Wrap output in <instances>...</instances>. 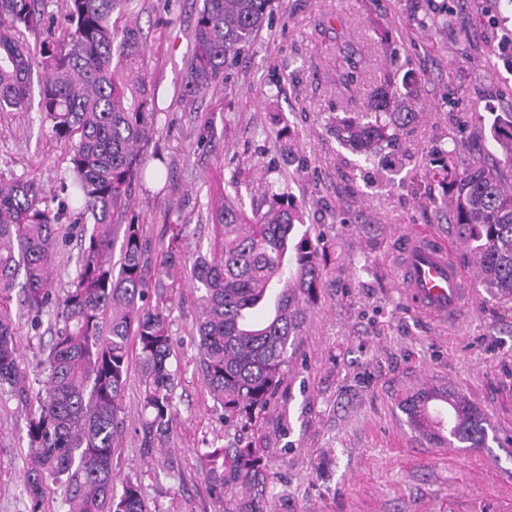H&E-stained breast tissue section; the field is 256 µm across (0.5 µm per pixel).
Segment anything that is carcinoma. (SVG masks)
<instances>
[{
	"label": "carcinoma",
	"mask_w": 512,
	"mask_h": 512,
	"mask_svg": "<svg viewBox=\"0 0 512 512\" xmlns=\"http://www.w3.org/2000/svg\"><path fill=\"white\" fill-rule=\"evenodd\" d=\"M134 0H66L64 22L44 0H0V112H26L38 86L42 122L69 158L72 203L84 220L76 274L58 296L51 274L62 225L45 193L21 178L0 179V394L27 412V448L34 467L24 478L30 512H45L48 485L68 512H150L140 482L115 484L121 454L122 399L132 361L141 373V448L170 433L180 363L169 334V308L148 303L182 279L186 260L177 237L151 259L143 225L120 224L131 183L147 173L144 149L154 133V94ZM272 0H202L184 56L189 97L207 92L253 43ZM125 18L121 25L112 17ZM388 83L368 112L342 124V140L370 156L399 139L409 113ZM500 155L484 145L468 162L457 144L438 148L446 160L449 222L476 266L478 283L512 301V112L497 114L489 132ZM207 222L215 229L210 257L192 277L203 290L196 322L198 359L224 424L265 411L284 379L288 347L301 335L328 274L302 205L269 187L246 213L221 187L210 193ZM123 232L119 255L114 238ZM22 298L13 302L18 276ZM57 302L43 378L29 382L17 361L16 320L38 327ZM448 406L447 418L429 403ZM410 423L438 444L482 448L486 419L455 393L406 398ZM259 448L211 445L202 471L214 489L249 482Z\"/></svg>",
	"instance_id": "cac0c4a2"
}]
</instances>
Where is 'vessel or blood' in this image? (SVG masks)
<instances>
[{
  "label": "vessel or blood",
  "mask_w": 512,
  "mask_h": 512,
  "mask_svg": "<svg viewBox=\"0 0 512 512\" xmlns=\"http://www.w3.org/2000/svg\"><path fill=\"white\" fill-rule=\"evenodd\" d=\"M399 287L411 307L438 322L458 320L473 289L446 238L425 229L401 239Z\"/></svg>",
  "instance_id": "obj_1"
}]
</instances>
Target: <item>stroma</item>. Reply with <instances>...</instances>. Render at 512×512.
I'll list each match as a JSON object with an SVG mask.
<instances>
[{"instance_id":"35a3bbf8","label":"stroma","mask_w":512,"mask_h":512,"mask_svg":"<svg viewBox=\"0 0 512 512\" xmlns=\"http://www.w3.org/2000/svg\"><path fill=\"white\" fill-rule=\"evenodd\" d=\"M201 0H138L155 89L150 168L132 185L126 218L143 224L150 247L182 228L187 258L208 254V189L251 209L261 184L305 206V222L336 261L268 408L225 427L196 364L200 292L183 278L171 293L173 348L181 362L169 437L141 448L139 375L123 398L121 476L141 481L153 512H512V302L474 291L460 326L411 310L397 284L395 250L409 232L433 227L448 240L436 147L468 156L480 121L512 110V8L505 0H273L250 48L223 81L186 99L183 57ZM450 9V27L424 15ZM399 107L415 115L396 148L352 153L341 119L363 111L388 79ZM211 122L214 138L202 139ZM289 142L293 159L281 154ZM68 158L37 111L0 112V178L20 177L62 199ZM53 276L76 272L83 222L62 216ZM54 324L20 325L28 378L41 371ZM451 389L486 416V445L455 448L414 430L400 402L424 389ZM26 412L0 402V512H27L22 480L31 466ZM265 451L250 490L228 484L216 497L198 451L213 440Z\"/></svg>"}]
</instances>
